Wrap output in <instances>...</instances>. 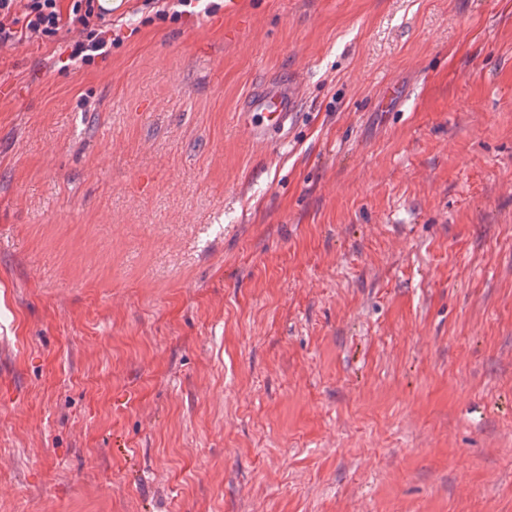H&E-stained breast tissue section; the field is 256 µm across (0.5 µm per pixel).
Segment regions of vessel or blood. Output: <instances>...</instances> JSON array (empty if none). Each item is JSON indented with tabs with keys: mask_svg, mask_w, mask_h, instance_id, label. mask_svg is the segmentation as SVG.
<instances>
[{
	"mask_svg": "<svg viewBox=\"0 0 512 512\" xmlns=\"http://www.w3.org/2000/svg\"><path fill=\"white\" fill-rule=\"evenodd\" d=\"M298 108L293 84L280 80L254 91L242 105L240 120L253 140L264 143L271 135L283 133Z\"/></svg>",
	"mask_w": 512,
	"mask_h": 512,
	"instance_id": "vessel-or-blood-1",
	"label": "vessel or blood"
}]
</instances>
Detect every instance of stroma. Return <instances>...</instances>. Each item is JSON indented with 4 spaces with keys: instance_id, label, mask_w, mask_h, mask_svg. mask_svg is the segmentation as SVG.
Wrapping results in <instances>:
<instances>
[{
    "instance_id": "1",
    "label": "stroma",
    "mask_w": 512,
    "mask_h": 512,
    "mask_svg": "<svg viewBox=\"0 0 512 512\" xmlns=\"http://www.w3.org/2000/svg\"><path fill=\"white\" fill-rule=\"evenodd\" d=\"M112 4L0 48V512H512V0ZM72 3L64 13L61 0H26L23 24L25 31L48 36L59 31L63 26L78 28L83 39L77 41L71 58L83 63L95 57H105L112 45V32L102 24L105 12L98 0H71ZM298 108L293 83L280 80L254 91L239 111L240 120L253 140L264 143L272 134L283 133L288 116Z\"/></svg>"
}]
</instances>
